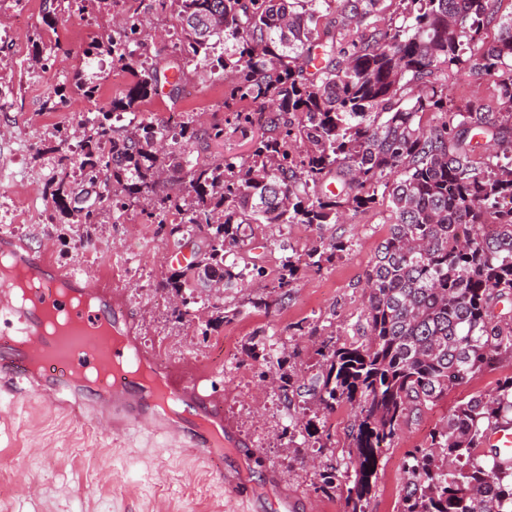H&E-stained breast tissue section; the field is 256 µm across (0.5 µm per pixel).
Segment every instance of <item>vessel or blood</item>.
I'll return each instance as SVG.
<instances>
[{
    "label": "vessel or blood",
    "instance_id": "1",
    "mask_svg": "<svg viewBox=\"0 0 512 512\" xmlns=\"http://www.w3.org/2000/svg\"><path fill=\"white\" fill-rule=\"evenodd\" d=\"M0 250L28 270L32 286L31 303L22 306L9 302L11 284H0V380L14 391L20 384H27L52 405L63 401L87 404L108 413L116 435L131 431L162 434L184 451L219 467L225 490L236 491L239 479L224 466V433L210 429L212 423H223V408L209 391L205 377L186 371L173 373L159 360L155 367L163 387L158 390L122 372L129 358L123 348L81 332L68 339L37 335L40 314L47 307L80 323L95 318L120 326V318L112 314L116 294L105 282H94L84 273L57 267L50 246L34 248L4 235L0 237ZM61 281L69 282L76 292L97 298V309L90 314L81 310L75 300L59 291L57 284ZM88 366L105 370L99 384L76 382V372Z\"/></svg>",
    "mask_w": 512,
    "mask_h": 512
}]
</instances>
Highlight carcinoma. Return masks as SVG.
I'll return each mask as SVG.
<instances>
[{"instance_id":"cac0c4a2","label":"carcinoma","mask_w":512,"mask_h":512,"mask_svg":"<svg viewBox=\"0 0 512 512\" xmlns=\"http://www.w3.org/2000/svg\"><path fill=\"white\" fill-rule=\"evenodd\" d=\"M118 1L131 24L108 53L133 80L112 111L138 112L165 86L178 99L183 64L210 61L220 45L216 66L231 78L226 124L199 130L182 117L119 131L102 112L88 120L94 132L78 157L114 211L152 197L146 216L174 248L200 241L193 261L162 283L179 300L175 318L213 281L242 285L244 224L323 227L380 201L391 211L366 273L357 339L317 351L322 370L309 381L282 373L278 384L287 403L303 394L328 412L357 408L345 501L347 512H365L378 452L407 416L512 361V310H497L512 302V207L502 206L512 199V14H498L499 0H154L179 29L163 60L135 56L139 0H43L44 21ZM387 9L400 24L375 20ZM324 10L336 14L331 27L320 25ZM491 24L498 33L485 42ZM463 71L491 86V102L452 104ZM96 92L79 77L57 96ZM228 134L250 139L247 157L193 156L195 142ZM51 196L55 208L73 203L94 223L99 201L76 196L63 178ZM346 250L321 235L309 266ZM297 276L291 261L282 264L278 298ZM502 424L512 425V375L460 400L408 451L397 512H512V458L487 446Z\"/></svg>"}]
</instances>
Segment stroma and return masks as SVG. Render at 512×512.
Segmentation results:
<instances>
[{
	"mask_svg": "<svg viewBox=\"0 0 512 512\" xmlns=\"http://www.w3.org/2000/svg\"><path fill=\"white\" fill-rule=\"evenodd\" d=\"M122 12L118 2L110 14H73L50 30L42 19V0H0V91L13 102L12 111L0 112V234L33 247L50 244L58 265L111 282L133 341L157 352L173 370L207 376L225 418L233 422L224 435V462L238 469L251 502L230 499L209 469L162 437L139 432L116 437L107 418L93 410L55 407L0 388V512H279L284 502L290 512H345L353 408L337 406L312 435H291V421L312 418L318 407L307 396L284 402L275 380L284 369L309 379L318 371L315 350L323 340L351 341V328L366 305L365 275L391 213L379 203L322 231L307 224L250 226L246 240L252 249L245 261L263 267V276L205 298L236 310V317L213 323L205 334L198 305L175 319L172 296L160 286L175 270L173 247L147 222L148 201L120 214L100 203L92 224L80 223L73 213L58 215L53 223L47 219L58 161L64 155L77 158L81 144L75 136L60 141L57 130L77 127L87 114L84 100L75 96L58 111L46 103L64 79L80 71L98 80L99 106L109 110L130 76H115L108 54L89 63L83 52L91 42L112 36V18ZM140 19L151 54H168L172 19L157 11L153 0H143ZM57 43L70 55L49 75L34 58L48 55ZM185 73L197 89L194 97L173 100L162 92L141 112L112 116V124L156 122L172 112L189 113L199 129L223 122V76L194 62ZM321 234L348 242L349 249L317 270L305 261ZM288 259L302 269L287 297L267 309L252 307L251 299L265 294ZM269 353L285 359V367L264 366ZM511 373L512 362L503 363L453 389L421 415L409 416L381 450L366 512H397L407 451L422 444L457 401ZM330 467L341 482L325 490L322 475Z\"/></svg>",
	"mask_w": 512,
	"mask_h": 512,
	"instance_id": "1",
	"label": "stroma"
}]
</instances>
